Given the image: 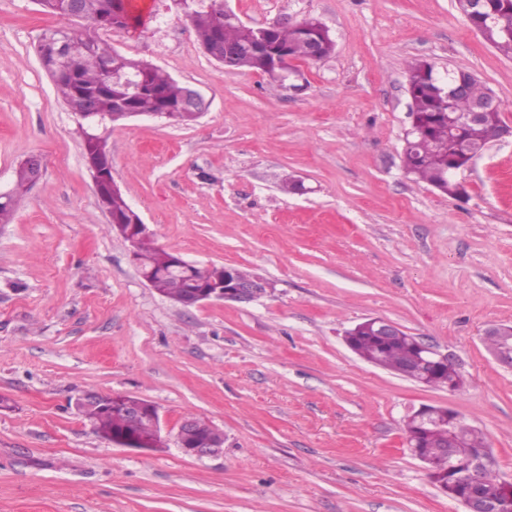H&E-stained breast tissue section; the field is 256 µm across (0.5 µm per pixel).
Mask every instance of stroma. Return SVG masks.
<instances>
[{
    "instance_id": "stroma-1",
    "label": "stroma",
    "mask_w": 512,
    "mask_h": 512,
    "mask_svg": "<svg viewBox=\"0 0 512 512\" xmlns=\"http://www.w3.org/2000/svg\"><path fill=\"white\" fill-rule=\"evenodd\" d=\"M105 38L207 103L193 125H109L112 177L157 244L269 282L249 302L183 307L142 280L98 205L75 116L37 55L81 19L0 0V191L40 156L41 179L0 227V512H462L403 443L407 414L458 411L512 479V371L484 342L512 324V137L440 194L402 168L407 67L468 70L512 127V57L456 0H228L247 24L313 17L333 54L284 83L225 68L171 0ZM304 184L287 194L285 177ZM397 323L456 360L464 383L426 388L360 359L345 332ZM155 404L160 449L96 434L86 391ZM204 419L224 451L182 455L179 421Z\"/></svg>"
}]
</instances>
